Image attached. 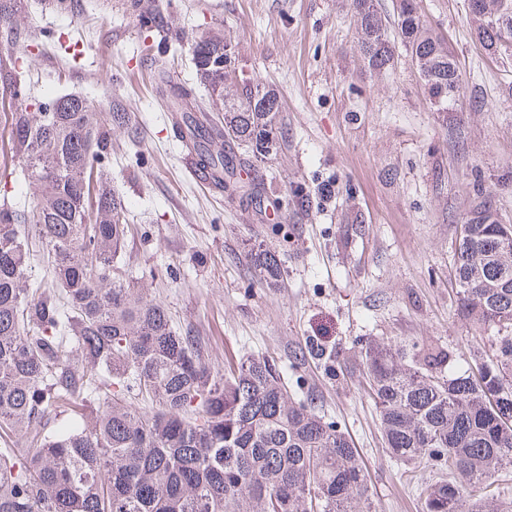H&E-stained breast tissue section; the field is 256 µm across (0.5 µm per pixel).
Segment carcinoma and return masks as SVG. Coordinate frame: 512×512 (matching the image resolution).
I'll return each mask as SVG.
<instances>
[{"instance_id": "cac0c4a2", "label": "carcinoma", "mask_w": 512, "mask_h": 512, "mask_svg": "<svg viewBox=\"0 0 512 512\" xmlns=\"http://www.w3.org/2000/svg\"><path fill=\"white\" fill-rule=\"evenodd\" d=\"M351 7L365 66L391 67L395 44L373 0ZM397 29L431 105L448 111L457 64L418 0H399ZM189 50L224 112L220 124L193 121L189 136L222 183L233 158L212 143L229 139L264 162L281 108L274 90L236 73L232 42L201 34ZM0 93L17 103L11 157L39 189L27 211L0 204V432L29 445L0 448V512H373L351 439L288 393L275 360L215 370L201 337L120 272L127 206L105 155L130 114L98 112L76 94L31 112L17 77ZM491 217L483 205L472 212L453 261L459 313L479 333L497 328L488 350L462 369L433 342L409 356L372 339L360 352L391 457L432 473L424 512H512V494L495 487L512 468V224ZM38 255L50 279L36 283ZM244 258L261 287L282 281L276 252L258 246ZM309 358L336 378V348L309 338L292 366Z\"/></svg>"}]
</instances>
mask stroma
<instances>
[{
    "label": "stroma",
    "instance_id": "obj_1",
    "mask_svg": "<svg viewBox=\"0 0 512 512\" xmlns=\"http://www.w3.org/2000/svg\"><path fill=\"white\" fill-rule=\"evenodd\" d=\"M131 2L69 0L61 12L54 0H21L23 38L7 44L0 22V55L16 58L30 104L74 93L99 111L130 112L106 159L129 209L121 267L176 325L205 337L216 370L248 356L287 362L311 336L335 344L336 378L310 360L284 371L285 382L351 438L376 512H423L416 479L384 446L358 352L371 338L476 350L457 313L453 254L479 197L512 224V56L482 47L468 0H419L459 67L462 96L437 112L409 52L398 50L384 73L365 68L347 0ZM141 12L158 28L139 24ZM203 32L234 41L238 69L282 104V136L264 163L251 166L225 142L235 170L221 191L190 176L173 135L214 109L187 45ZM161 40L174 49L170 86L192 92L187 111L156 88L146 48ZM254 177L260 195L235 191ZM255 242L279 253V287L259 286L246 268Z\"/></svg>",
    "mask_w": 512,
    "mask_h": 512
}]
</instances>
